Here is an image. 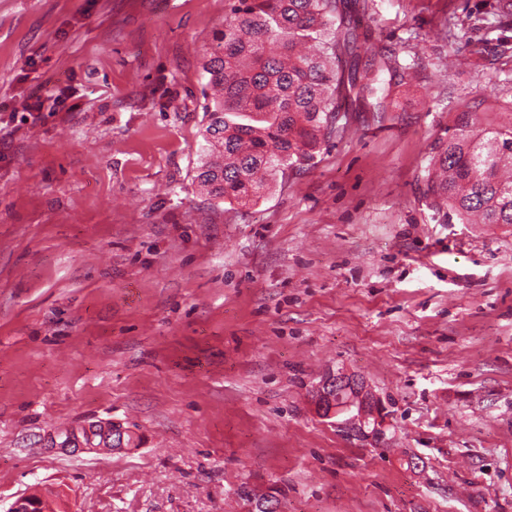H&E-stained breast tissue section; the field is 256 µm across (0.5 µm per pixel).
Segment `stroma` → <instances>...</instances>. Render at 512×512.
Instances as JSON below:
<instances>
[{
    "mask_svg": "<svg viewBox=\"0 0 512 512\" xmlns=\"http://www.w3.org/2000/svg\"><path fill=\"white\" fill-rule=\"evenodd\" d=\"M412 63L249 204L195 179L225 0H0V512H512V225L424 194L457 113L512 112L498 0H347ZM365 381L382 439L313 398ZM97 420L140 445L43 437Z\"/></svg>",
    "mask_w": 512,
    "mask_h": 512,
    "instance_id": "stroma-1",
    "label": "stroma"
}]
</instances>
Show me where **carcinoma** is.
Masks as SVG:
<instances>
[{"mask_svg":"<svg viewBox=\"0 0 512 512\" xmlns=\"http://www.w3.org/2000/svg\"><path fill=\"white\" fill-rule=\"evenodd\" d=\"M203 64L207 119L195 179L213 200L257 201L276 176L309 165L340 135V108L391 112L411 76L356 53L343 0H228ZM426 196L462 224H512V113L489 128L462 112L431 147Z\"/></svg>","mask_w":512,"mask_h":512,"instance_id":"cac0c4a2","label":"carcinoma"}]
</instances>
